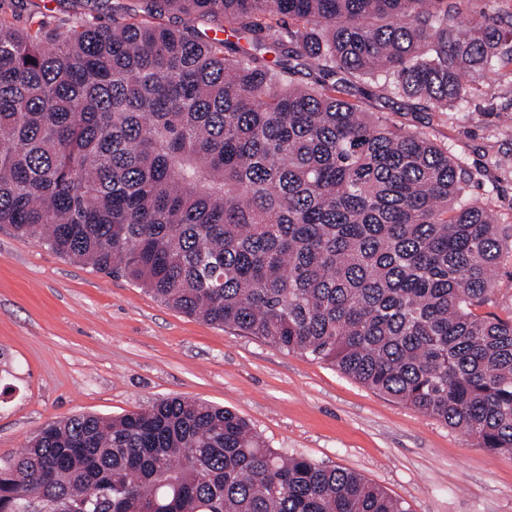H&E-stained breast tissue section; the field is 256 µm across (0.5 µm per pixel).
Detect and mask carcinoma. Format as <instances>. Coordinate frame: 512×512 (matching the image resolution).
Wrapping results in <instances>:
<instances>
[{"label":"carcinoma","instance_id":"cac0c4a2","mask_svg":"<svg viewBox=\"0 0 512 512\" xmlns=\"http://www.w3.org/2000/svg\"><path fill=\"white\" fill-rule=\"evenodd\" d=\"M469 2L139 0L109 25L1 18L0 226L512 453V315L477 313L500 229L448 152L344 98L370 82L446 112L512 64V25L460 21ZM173 12L220 17L226 38L158 23ZM0 512L407 510L268 447L227 408L171 397L45 424L0 461Z\"/></svg>","mask_w":512,"mask_h":512}]
</instances>
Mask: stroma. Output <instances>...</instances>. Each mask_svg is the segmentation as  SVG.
<instances>
[{"mask_svg": "<svg viewBox=\"0 0 512 512\" xmlns=\"http://www.w3.org/2000/svg\"><path fill=\"white\" fill-rule=\"evenodd\" d=\"M114 0H0L20 28L112 21ZM363 107L420 131L472 171L502 234L494 310L512 312V70L449 112L364 86ZM171 396L245 418L269 447L360 474L407 512H512V454L375 393L332 366L165 306L123 277L0 227V460L46 422L118 416Z\"/></svg>", "mask_w": 512, "mask_h": 512, "instance_id": "obj_1", "label": "stroma"}]
</instances>
